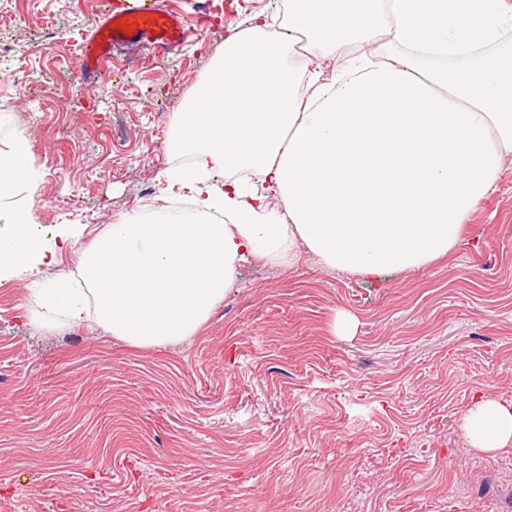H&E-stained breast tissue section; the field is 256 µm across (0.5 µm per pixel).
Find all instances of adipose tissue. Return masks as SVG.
Returning <instances> with one entry per match:
<instances>
[{
	"label": "adipose tissue",
	"instance_id": "1",
	"mask_svg": "<svg viewBox=\"0 0 512 512\" xmlns=\"http://www.w3.org/2000/svg\"><path fill=\"white\" fill-rule=\"evenodd\" d=\"M288 28L311 66L287 65L292 40L255 21L227 40L208 78L174 115L171 147L188 165L168 190L192 213L127 216L78 252L85 281L34 289L33 303L74 322L93 317L139 348L193 336L252 258L293 264L306 249L369 281L447 254L512 159V0H288ZM388 30L392 53L375 44ZM355 48L324 82L322 59ZM431 48L468 63L424 69ZM23 136L0 150V278L37 274L83 234L45 236L21 189L35 190ZM472 446L512 445V403L477 401Z\"/></svg>",
	"mask_w": 512,
	"mask_h": 512
}]
</instances>
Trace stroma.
Segmentation results:
<instances>
[{"mask_svg":"<svg viewBox=\"0 0 512 512\" xmlns=\"http://www.w3.org/2000/svg\"><path fill=\"white\" fill-rule=\"evenodd\" d=\"M106 0H0V148L30 145L37 228L167 210L172 120L226 39L288 0H166L171 53L81 47ZM0 280V501L11 512H512V446L471 448L512 403V162L448 254L380 281L253 261L194 336L134 348ZM351 318L349 332L336 331ZM462 427L472 448L481 452L506 448L512 445V403L478 400L464 416Z\"/></svg>","mask_w":512,"mask_h":512,"instance_id":"1","label":"stroma"}]
</instances>
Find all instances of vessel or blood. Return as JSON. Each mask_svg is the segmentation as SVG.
<instances>
[{
	"label": "vessel or blood",
	"instance_id": "1",
	"mask_svg": "<svg viewBox=\"0 0 512 512\" xmlns=\"http://www.w3.org/2000/svg\"><path fill=\"white\" fill-rule=\"evenodd\" d=\"M134 24L133 33L120 28V21ZM184 39L180 18L162 5L160 0H132L123 9L105 10L94 23L81 53V68L88 79H95L105 59L116 45L146 44L163 51L179 45Z\"/></svg>",
	"mask_w": 512,
	"mask_h": 512
}]
</instances>
